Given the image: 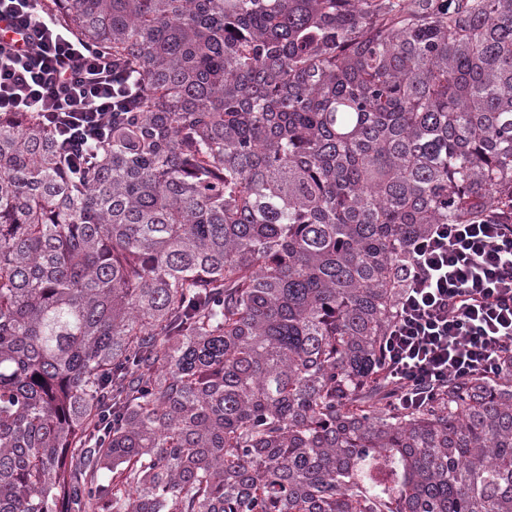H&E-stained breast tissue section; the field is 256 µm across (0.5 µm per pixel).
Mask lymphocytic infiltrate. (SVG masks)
<instances>
[{"instance_id": "1", "label": "lymphocytic infiltrate", "mask_w": 512, "mask_h": 512, "mask_svg": "<svg viewBox=\"0 0 512 512\" xmlns=\"http://www.w3.org/2000/svg\"><path fill=\"white\" fill-rule=\"evenodd\" d=\"M139 92L110 54L77 38L41 0H0V112L37 113L73 174L97 156L122 102ZM387 372L408 407L448 379L512 364V220L437 224L409 244Z\"/></svg>"}]
</instances>
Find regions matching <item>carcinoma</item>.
Listing matches in <instances>:
<instances>
[{"label":"carcinoma","instance_id":"carcinoma-1","mask_svg":"<svg viewBox=\"0 0 512 512\" xmlns=\"http://www.w3.org/2000/svg\"><path fill=\"white\" fill-rule=\"evenodd\" d=\"M141 83L70 172L0 112V512H512V372L396 409L408 244L512 218V0H43Z\"/></svg>","mask_w":512,"mask_h":512}]
</instances>
